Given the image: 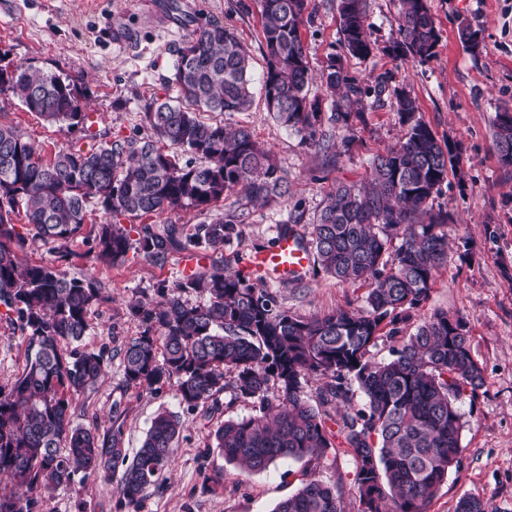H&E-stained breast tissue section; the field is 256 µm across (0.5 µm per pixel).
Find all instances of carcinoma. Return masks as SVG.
Masks as SVG:
<instances>
[{
    "instance_id": "carcinoma-1",
    "label": "carcinoma",
    "mask_w": 512,
    "mask_h": 512,
    "mask_svg": "<svg viewBox=\"0 0 512 512\" xmlns=\"http://www.w3.org/2000/svg\"><path fill=\"white\" fill-rule=\"evenodd\" d=\"M267 111L305 141L324 145L323 122L346 125L361 98L385 87H364L336 62L326 85L344 90L330 116L305 92L309 64L302 40L308 0H259ZM340 31L354 58L377 47L365 27V0H340ZM470 52L480 51L478 32L460 27ZM439 30L427 0H402L390 51L425 63L436 55ZM251 57L229 28L196 29L177 50L174 100L155 102L144 113L152 136L93 144L88 113L69 78L32 66H0V91H9L29 112L79 131L92 140L50 159L14 126L0 123V305L27 336L26 364L10 387H0V474L13 482L0 494V512H35V492L58 486L83 470L109 472L126 459L120 430L102 435L71 421L70 394L92 385L103 355L82 345L93 304L103 299L92 278L67 276L60 266L25 264L17 250L25 237L12 222L24 207L32 237L57 244L58 261L82 234L87 206L95 201L110 219L94 235L97 257L112 265L129 252L161 260L173 249L216 252L239 234L236 216L216 213L183 232L170 225L127 227L120 217L166 211L210 210L238 191L251 203L271 205L284 196L286 178L271 151L245 127L230 128L222 116L252 105ZM406 127L401 140L370 163L367 182L338 184L313 224L312 272L368 286L359 309L306 317L279 304L277 294L224 267L202 265L156 288L160 300L129 302L142 330L123 346L124 381L153 389L176 382L179 403L194 409L226 391L253 400L255 413L229 419L213 437L224 460L249 472L291 459L316 463L331 451L354 461L350 489L357 512H427L448 470L459 463L464 426L458 405L485 385L471 351L467 321L445 311L423 319L416 333L376 360L374 350L393 343L399 324L421 310L437 275L448 263V211L433 209L448 172L459 169L456 145L440 141L414 98L393 92ZM203 112L220 116L205 119ZM493 148L500 165L512 167V119L495 116ZM194 156L181 162L177 151ZM137 237H132L131 233ZM394 250V258L386 255ZM195 293L202 302L182 300ZM315 384L319 406L344 408L337 429L314 406L306 389ZM365 403L357 408L354 394ZM182 429L164 411L117 485L129 512L169 465ZM340 443H335V440ZM273 512H345L341 489L320 480L305 483ZM455 512H492L488 500L460 498Z\"/></svg>"
}]
</instances>
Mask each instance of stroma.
<instances>
[{"instance_id": "35a3bbf8", "label": "stroma", "mask_w": 512, "mask_h": 512, "mask_svg": "<svg viewBox=\"0 0 512 512\" xmlns=\"http://www.w3.org/2000/svg\"><path fill=\"white\" fill-rule=\"evenodd\" d=\"M338 5L339 0H309L302 28L312 71L309 97L321 98L323 111H330L322 73L332 57L359 84H373L381 76L389 90L366 96L348 126L329 127L334 141L351 140L334 158L277 124L265 108L256 0H97L93 5L87 0H0V58L72 79L84 111L97 115L94 130L101 141L140 140L151 136L143 120L148 106L172 94L165 79L178 46L207 24L233 28L252 57L254 102L249 111L226 121L248 127L271 149L288 179L287 195L272 206L249 203L236 191L224 199L225 211L239 217L241 234L220 255L242 273L255 250L274 245L289 217L301 214L298 229L309 235L328 191L339 183L364 182L372 157L403 134L392 90L415 98L437 137L458 146L464 172L463 179L449 177L434 200L453 217L447 226L451 248L423 311L445 310L466 318L472 351L486 378L476 399L461 401L460 460L429 512H454L465 495L484 497L493 512H512V169L501 167L492 145L497 111L512 108V0H428L440 39L435 57L425 64L397 58L389 50L401 0H366L365 25L377 49L364 60L344 50ZM464 22L479 33V54H471L459 38ZM0 122L17 127L49 158L81 138L27 111L8 92L0 94ZM461 239L468 253L457 250ZM69 251V260L62 263L69 277L94 278L105 295L88 315L83 340L102 352L104 371L94 385L73 396V424L104 433L113 418H120L130 455L140 448L158 412L178 413L183 424L174 459L145 491L140 512H273L309 480L347 485L354 462L344 454L330 452L311 465L284 460L261 473L227 463L212 433L225 420L251 415V400L228 392L189 409L180 405L175 383L157 390L126 386L120 348L141 330L140 321L127 311L128 301L155 299L159 282H174L187 266L201 263L198 253L174 250L156 261L132 252L125 264L112 266L97 258L91 239H76ZM265 284L284 308L306 317L360 307L365 296L364 288L322 274L298 281L269 277ZM26 349L24 335L0 315V386H10L22 371ZM121 473L118 467L89 477L76 473L68 484L40 490L36 512H128L117 492Z\"/></svg>"}]
</instances>
